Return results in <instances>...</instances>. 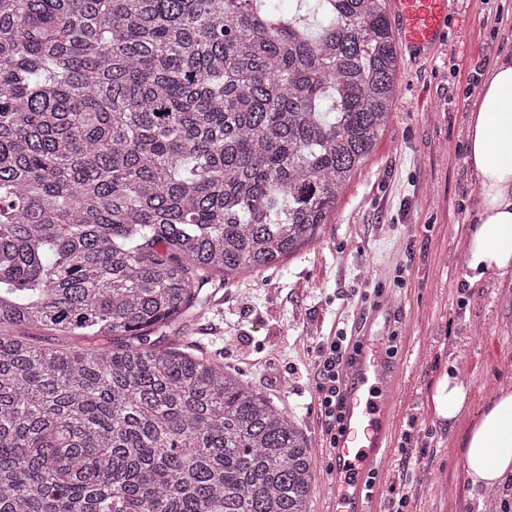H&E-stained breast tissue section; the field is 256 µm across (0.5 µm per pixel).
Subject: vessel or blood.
<instances>
[{
  "instance_id": "vessel-or-blood-1",
  "label": "vessel or blood",
  "mask_w": 512,
  "mask_h": 512,
  "mask_svg": "<svg viewBox=\"0 0 512 512\" xmlns=\"http://www.w3.org/2000/svg\"><path fill=\"white\" fill-rule=\"evenodd\" d=\"M407 56H431L448 27V0H390ZM385 337L367 340L349 372L345 432L333 470V512H376V499L366 484L378 471L377 458L393 418Z\"/></svg>"
}]
</instances>
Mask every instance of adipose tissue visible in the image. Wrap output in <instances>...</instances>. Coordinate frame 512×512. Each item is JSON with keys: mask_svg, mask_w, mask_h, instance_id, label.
Masks as SVG:
<instances>
[{"mask_svg": "<svg viewBox=\"0 0 512 512\" xmlns=\"http://www.w3.org/2000/svg\"><path fill=\"white\" fill-rule=\"evenodd\" d=\"M466 145L480 197L463 246L464 286L473 293L512 275V54L498 56L487 71L468 118ZM432 403L460 461L456 480L473 495L512 488V386L475 402L471 385L452 363Z\"/></svg>", "mask_w": 512, "mask_h": 512, "instance_id": "1", "label": "adipose tissue"}]
</instances>
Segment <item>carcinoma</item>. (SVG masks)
<instances>
[{
    "label": "carcinoma",
    "instance_id": "cac0c4a2",
    "mask_svg": "<svg viewBox=\"0 0 512 512\" xmlns=\"http://www.w3.org/2000/svg\"><path fill=\"white\" fill-rule=\"evenodd\" d=\"M298 2L316 30L266 0H0V512H309L291 415L183 336L314 239L390 121L385 0Z\"/></svg>",
    "mask_w": 512,
    "mask_h": 512
}]
</instances>
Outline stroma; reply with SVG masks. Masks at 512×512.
<instances>
[{"label":"stroma","mask_w":512,"mask_h":512,"mask_svg":"<svg viewBox=\"0 0 512 512\" xmlns=\"http://www.w3.org/2000/svg\"><path fill=\"white\" fill-rule=\"evenodd\" d=\"M451 25L433 56L403 61L391 119L372 155L336 202L316 240L257 276L231 282L207 313L185 330L196 352L223 358L258 392L295 417L313 448L317 483L311 512L330 501L324 429L316 402L314 360L332 324L363 335L400 336L390 369L398 415L386 438L378 512H388V488L398 474L413 480L417 512H479L455 480L459 462L448 431L432 408L436 380L448 360L485 397L512 385V288L490 287L462 297L463 242L478 214L479 190L466 153L469 78L512 52V0H448ZM503 15L491 29L494 15ZM407 268L397 284L399 268ZM392 296V307L370 309L361 290ZM416 416L413 447L400 450L405 421Z\"/></svg>","instance_id":"obj_1"}]
</instances>
